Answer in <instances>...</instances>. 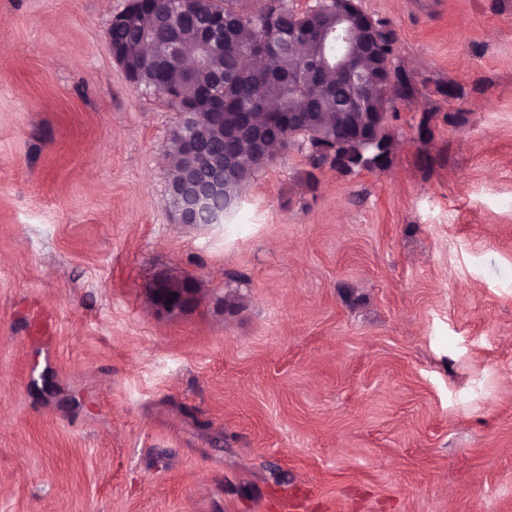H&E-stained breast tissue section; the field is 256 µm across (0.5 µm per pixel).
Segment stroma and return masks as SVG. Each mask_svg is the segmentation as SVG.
<instances>
[{
  "label": "stroma",
  "mask_w": 512,
  "mask_h": 512,
  "mask_svg": "<svg viewBox=\"0 0 512 512\" xmlns=\"http://www.w3.org/2000/svg\"><path fill=\"white\" fill-rule=\"evenodd\" d=\"M359 3L383 165L294 147L178 225L126 0H0V512H512V0ZM156 303L168 314L189 308L196 300V290L191 281L166 277L158 281L153 289Z\"/></svg>",
  "instance_id": "obj_1"
}]
</instances>
